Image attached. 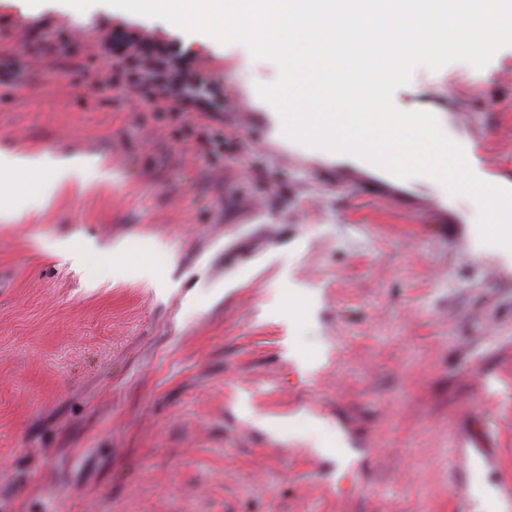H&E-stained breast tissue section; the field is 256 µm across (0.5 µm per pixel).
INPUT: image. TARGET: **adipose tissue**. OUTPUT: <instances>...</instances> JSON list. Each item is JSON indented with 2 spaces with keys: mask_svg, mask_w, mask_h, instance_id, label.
<instances>
[{
  "mask_svg": "<svg viewBox=\"0 0 512 512\" xmlns=\"http://www.w3.org/2000/svg\"><path fill=\"white\" fill-rule=\"evenodd\" d=\"M98 157L78 154H25L0 151V184L19 182L35 193L57 191L88 177L104 178Z\"/></svg>",
  "mask_w": 512,
  "mask_h": 512,
  "instance_id": "1",
  "label": "adipose tissue"
}]
</instances>
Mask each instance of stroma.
<instances>
[{"mask_svg": "<svg viewBox=\"0 0 512 512\" xmlns=\"http://www.w3.org/2000/svg\"><path fill=\"white\" fill-rule=\"evenodd\" d=\"M119 23L199 60L218 120L92 85ZM59 30L71 60L37 56ZM7 59L0 149L95 155L110 178L34 210L0 186V512H512V262L471 198L373 173L363 193L355 164L282 140L255 91L278 70L240 43L0 0ZM394 101L469 141L495 128L490 178L512 183V48L418 68ZM119 244L156 278L114 277Z\"/></svg>", "mask_w": 512, "mask_h": 512, "instance_id": "obj_1", "label": "stroma"}]
</instances>
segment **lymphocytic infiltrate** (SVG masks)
I'll return each instance as SVG.
<instances>
[{
  "label": "lymphocytic infiltrate",
  "mask_w": 512,
  "mask_h": 512,
  "mask_svg": "<svg viewBox=\"0 0 512 512\" xmlns=\"http://www.w3.org/2000/svg\"><path fill=\"white\" fill-rule=\"evenodd\" d=\"M112 63V83L136 89L143 99L164 98L166 111L199 112L216 118L224 110V93L207 82L199 63L181 53L175 42L144 36L135 27H112L103 39Z\"/></svg>",
  "instance_id": "f902f5d3"
}]
</instances>
